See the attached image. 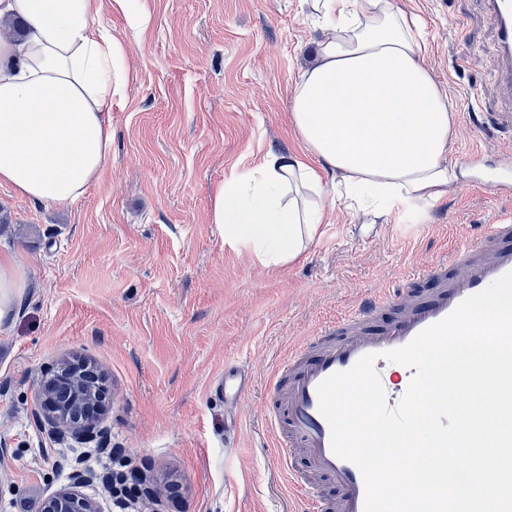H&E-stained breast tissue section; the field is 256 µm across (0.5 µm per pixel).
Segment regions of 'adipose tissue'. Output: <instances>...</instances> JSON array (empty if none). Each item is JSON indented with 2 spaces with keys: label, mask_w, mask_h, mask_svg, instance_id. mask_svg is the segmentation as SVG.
<instances>
[{
  "label": "adipose tissue",
  "mask_w": 512,
  "mask_h": 512,
  "mask_svg": "<svg viewBox=\"0 0 512 512\" xmlns=\"http://www.w3.org/2000/svg\"><path fill=\"white\" fill-rule=\"evenodd\" d=\"M101 0H0V185L40 204L75 201L112 154L104 118L131 80L122 43L99 25ZM327 35L299 73L292 119L304 154L267 151L212 190L210 223L260 265L300 259L323 233L326 203L368 195L381 215L431 204L466 171L448 155L455 113L423 62L422 23L393 0H320ZM341 174L342 185L330 182ZM27 286L0 260V326Z\"/></svg>",
  "instance_id": "1"
}]
</instances>
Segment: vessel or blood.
Here are the masks:
<instances>
[{
    "label": "vessel or blood",
    "mask_w": 512,
    "mask_h": 512,
    "mask_svg": "<svg viewBox=\"0 0 512 512\" xmlns=\"http://www.w3.org/2000/svg\"><path fill=\"white\" fill-rule=\"evenodd\" d=\"M483 17L497 32V48L508 66L499 78L512 94V0H482ZM512 271V218L481 225L451 257L430 263L402 281L366 297L336 318L319 335L289 350L274 372L275 396L266 405L269 426L287 456L282 465L303 512H364L365 483L359 468L332 450L331 430L318 408V385L329 376L350 370L367 354L376 355L379 376L391 363L386 352L408 345L427 328L447 318L468 296ZM434 282L424 292L422 282ZM249 369L225 365L218 392L224 404L240 408L252 385ZM302 449L309 466L334 481L336 502L323 499L298 470L294 449Z\"/></svg>",
    "instance_id": "1"
}]
</instances>
